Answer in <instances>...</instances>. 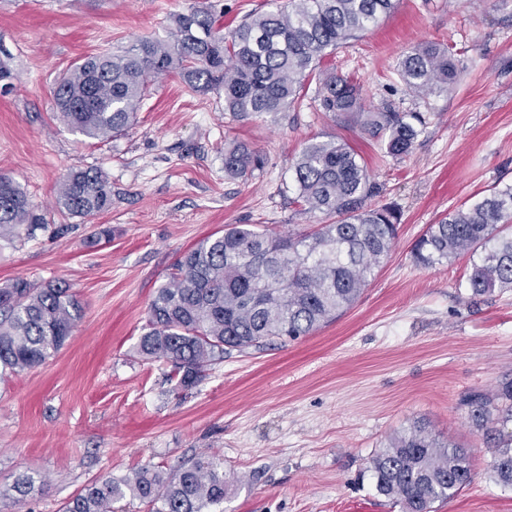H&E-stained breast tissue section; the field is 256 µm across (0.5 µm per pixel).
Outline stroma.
<instances>
[{"label":"stroma","instance_id":"35a3bbf8","mask_svg":"<svg viewBox=\"0 0 512 512\" xmlns=\"http://www.w3.org/2000/svg\"><path fill=\"white\" fill-rule=\"evenodd\" d=\"M288 0H0V174L42 218L0 239V287L24 277L69 283L83 312L39 368L0 375V490L22 473L40 483L32 512H61L87 485L149 467L172 473L201 450L235 477L224 512H400L378 496L370 458L394 430L422 421L470 452L473 480L436 512H512V490L460 405L512 376V288L476 296L468 257L423 269L414 242L448 212L512 184V0H398L381 23L326 56L354 80L364 107L392 103L424 119L411 152L388 155L353 117L313 96L277 114L225 111L220 91L152 77L136 124L91 140L55 117L58 78L83 58L137 39H167L175 14L210 8L230 32ZM449 48V92L409 91L402 57L419 43ZM342 139L378 186L368 204L400 211L389 257L356 304L312 335L232 352L192 388L133 348L149 304L182 253L228 224L299 233L317 224L296 204L293 165L311 141ZM242 142L265 164L224 174ZM97 168L112 206L82 218L60 209L70 167ZM100 227L110 241L92 243Z\"/></svg>","mask_w":512,"mask_h":512}]
</instances>
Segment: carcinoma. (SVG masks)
<instances>
[{
    "label": "carcinoma",
    "mask_w": 512,
    "mask_h": 512,
    "mask_svg": "<svg viewBox=\"0 0 512 512\" xmlns=\"http://www.w3.org/2000/svg\"><path fill=\"white\" fill-rule=\"evenodd\" d=\"M394 9L393 0H289L288 7L258 13L225 35L219 19L193 9L173 19L171 39L145 38L122 51H104L76 64L56 84L57 117L92 139H109L135 123L147 78L178 73L196 92L224 91V109L235 115L281 112L293 106L309 82L333 115H357L362 129L383 141L392 156L409 153L423 119L385 103L372 111L357 86L322 68V60ZM407 89L449 91L457 67L448 49L422 43L399 64ZM264 165L244 144L224 148V173L244 176ZM298 202L325 221L300 234H280L254 224H231L187 249L149 305V330L135 353L171 366L178 388L196 385L206 367L233 351H260L309 336L335 320L359 298L391 252L399 212L371 208L377 190L357 151L339 140L310 142L293 165ZM56 203L88 217L112 206V189L99 169L73 168L59 183ZM38 223L34 205L11 177L0 175V237ZM512 185L458 207L414 244L416 265L430 268L467 255L473 260L468 288L476 295L512 288ZM71 286L16 279L0 288V373L31 370L53 357L80 318ZM471 427L492 449L491 474L512 489V379L490 392L463 396ZM375 491L401 512H434L473 478L468 450L443 440L423 422L395 432L369 460ZM234 479L224 462L201 452L166 475L143 468L109 477L71 499L64 512H115L130 497L150 512H213ZM34 489L19 477L7 495L21 512Z\"/></svg>",
    "instance_id": "1"
}]
</instances>
